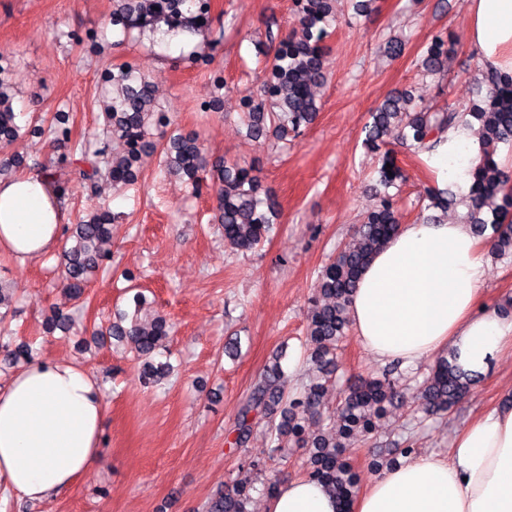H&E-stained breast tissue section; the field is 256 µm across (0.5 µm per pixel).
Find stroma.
<instances>
[{"instance_id": "1", "label": "stroma", "mask_w": 512, "mask_h": 512, "mask_svg": "<svg viewBox=\"0 0 512 512\" xmlns=\"http://www.w3.org/2000/svg\"><path fill=\"white\" fill-rule=\"evenodd\" d=\"M470 0H372L355 14L351 0H338L326 40L328 80L317 90L315 123L290 142L251 138L241 122L242 93L264 77L273 48L266 25L282 32L298 26L293 0H212L213 43L195 51L214 58L224 74L217 89L210 69L177 64L179 48L152 33L122 40L112 28V0H0V53L16 55L18 112L52 115L65 110L74 137L99 130L101 74L131 62L151 75L163 111L175 124L197 131L208 162L256 164L278 203L270 238L255 252L225 251L216 215L215 190L192 193L150 158L139 184L122 193L103 186L101 198L118 218L112 226V262L133 272L153 310L174 325L168 358L174 373L147 387L129 352L101 337L115 308H126L124 281L99 275L83 302L69 301L59 277L60 250L18 263L0 255V284L16 290V337L33 342L39 359H69L96 374L103 392V462L67 491L41 503L0 499V512H201L223 484L253 479L252 512H263L264 476L244 462L266 456L271 446L256 434L247 448L230 450L226 438L241 402L254 383L284 355L286 385L309 382L300 361L316 271L345 242L363 213L383 193L377 157L363 145L370 114L389 95L405 90L419 111L444 99L468 105L476 97L482 65L469 43ZM450 33L445 72L422 75L416 59L429 37ZM404 40L391 57L388 40ZM213 66V67H214ZM223 96L220 111L201 112ZM408 174L397 205L405 222L419 217L418 198L433 184L424 157L392 142ZM484 295L490 305L512 297V253H491ZM72 314L67 333L46 335L53 308ZM431 360L402 370V406L381 419L377 434L347 452L361 485L374 463L388 462L398 442L411 439L415 454L447 455L457 432L475 415L512 399V355L492 360L484 377L447 416L419 422L417 383ZM380 365L349 336L342 345L323 413L334 411L348 378L379 371Z\"/></svg>"}]
</instances>
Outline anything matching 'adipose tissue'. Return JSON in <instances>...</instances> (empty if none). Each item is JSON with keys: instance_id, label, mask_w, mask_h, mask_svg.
<instances>
[{"instance_id": "ef3b65f1", "label": "adipose tissue", "mask_w": 512, "mask_h": 512, "mask_svg": "<svg viewBox=\"0 0 512 512\" xmlns=\"http://www.w3.org/2000/svg\"><path fill=\"white\" fill-rule=\"evenodd\" d=\"M469 40L490 69L512 72V0H472ZM473 130L449 129L430 164L439 184L467 188L479 162ZM63 213L44 176L0 180V253L38 259L60 240ZM491 241L461 222L416 221L363 270L348 304L350 326L382 363L412 366L450 351L466 373L512 352V317L484 305ZM104 402L94 374L66 359L30 361L0 387V490L39 502L102 462ZM306 478L279 484L266 512H339ZM350 512H512V405L479 415L447 456L423 454L378 473Z\"/></svg>"}]
</instances>
